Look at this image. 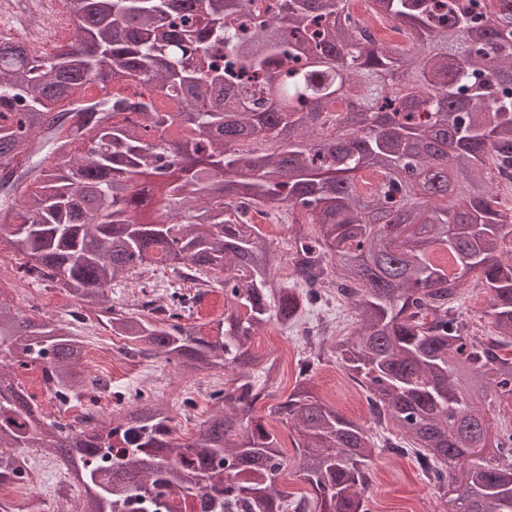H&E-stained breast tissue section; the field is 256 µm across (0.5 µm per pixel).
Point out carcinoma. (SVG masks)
Masks as SVG:
<instances>
[{"instance_id":"1","label":"carcinoma","mask_w":512,"mask_h":512,"mask_svg":"<svg viewBox=\"0 0 512 512\" xmlns=\"http://www.w3.org/2000/svg\"><path fill=\"white\" fill-rule=\"evenodd\" d=\"M373 2L412 54L371 40L347 0H282L272 16L255 0H66L75 36L55 53L0 37V257L103 306L127 353L228 374L209 393L224 406L180 442L148 393L108 417L71 320L14 307L1 281L0 484L29 479L14 449L40 448L86 486L81 512H371L386 450L415 457L448 512H512V424L483 412L512 400V209L488 172L512 180V0ZM103 76L115 93L87 100ZM368 174L382 182L365 191ZM282 208L315 227L288 259L251 217ZM159 264L176 306L110 302L114 281ZM212 271L224 314L205 334L191 319ZM470 275L490 293L489 334L459 312ZM333 289L357 317L336 354L369 427L312 385L323 325L301 317ZM272 322L309 346L272 414L297 432L313 499L279 487V442L252 416L257 375L277 369L252 339ZM34 369L60 409L86 399L96 422L47 418L22 385Z\"/></svg>"}]
</instances>
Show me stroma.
I'll use <instances>...</instances> for the list:
<instances>
[{
    "mask_svg": "<svg viewBox=\"0 0 512 512\" xmlns=\"http://www.w3.org/2000/svg\"><path fill=\"white\" fill-rule=\"evenodd\" d=\"M13 302L19 309L59 318L68 317L73 306L71 297L63 289L34 281L29 282L26 290L14 294ZM335 344V338L325 340L321 362L312 374L313 382L317 391L335 403L346 417L365 422L369 417L365 393L342 361L337 359ZM253 347L283 361L277 378L268 383L269 397L255 404L253 416L277 434L284 459H293V441L297 433L272 415L270 408L293 389L295 364L303 352V340L301 336L270 326L262 328L254 336ZM103 380L114 392L152 386L155 397L173 409L175 425L181 434L194 431L214 409L209 401L197 408L182 404L185 396L208 389V376L184 373L158 359L132 358L130 365L104 375ZM45 462L46 492L43 500L47 506H55L60 501L80 505L85 495L83 486L53 457H46ZM372 467L375 478L368 493L372 512H444L442 500L424 479L413 458L378 451L373 456Z\"/></svg>",
    "mask_w": 512,
    "mask_h": 512,
    "instance_id": "obj_1",
    "label": "stroma"
}]
</instances>
